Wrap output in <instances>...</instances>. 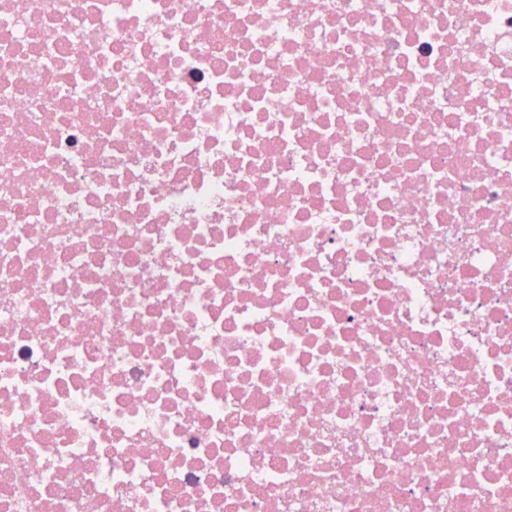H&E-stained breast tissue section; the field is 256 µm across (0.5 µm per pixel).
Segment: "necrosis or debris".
<instances>
[{"label": "necrosis or debris", "mask_w": 512, "mask_h": 512, "mask_svg": "<svg viewBox=\"0 0 512 512\" xmlns=\"http://www.w3.org/2000/svg\"><path fill=\"white\" fill-rule=\"evenodd\" d=\"M0 512H512V0H0Z\"/></svg>", "instance_id": "obj_1"}]
</instances>
